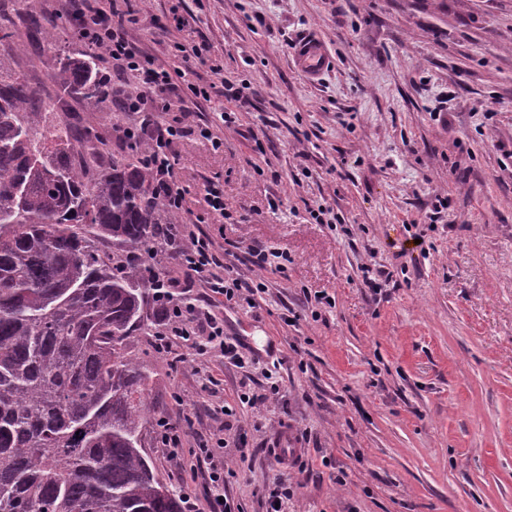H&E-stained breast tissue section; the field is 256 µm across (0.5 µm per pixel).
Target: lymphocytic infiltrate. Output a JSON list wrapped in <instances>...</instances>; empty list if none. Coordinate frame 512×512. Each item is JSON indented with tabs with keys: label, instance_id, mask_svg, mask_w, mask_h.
I'll use <instances>...</instances> for the list:
<instances>
[{
	"label": "lymphocytic infiltrate",
	"instance_id": "obj_1",
	"mask_svg": "<svg viewBox=\"0 0 512 512\" xmlns=\"http://www.w3.org/2000/svg\"><path fill=\"white\" fill-rule=\"evenodd\" d=\"M66 14L78 21L77 36L108 55L112 68L105 79L119 111L135 116L134 124L125 127L124 134L132 138L146 134L152 147L146 162L157 175V185L164 205L177 212L185 211V194L171 179L176 155L173 146L191 135L220 150L223 139L207 124L188 125L186 98L209 100L208 87L188 84L180 87L173 73L155 58L134 47L130 29L140 21L128 0H63ZM138 75L135 91L125 89L129 76ZM159 247L176 248L184 271L193 278L198 289L196 297L187 299L176 292L172 280H159L152 299L161 318V328L154 334L159 352L173 348L194 350L207 356L217 352L225 362L242 367L237 346L224 334V319L215 314L214 302L234 303L257 308L259 297L268 286L255 280V273L265 271L268 255L263 245L249 247L241 265L227 263L232 247L220 244L205 231H194L185 224H166L157 239Z\"/></svg>",
	"mask_w": 512,
	"mask_h": 512
}]
</instances>
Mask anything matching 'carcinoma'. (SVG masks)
Masks as SVG:
<instances>
[{
    "label": "carcinoma",
    "instance_id": "carcinoma-1",
    "mask_svg": "<svg viewBox=\"0 0 512 512\" xmlns=\"http://www.w3.org/2000/svg\"><path fill=\"white\" fill-rule=\"evenodd\" d=\"M26 21L32 40L53 43L54 27ZM14 37L0 24V58ZM52 79L91 110L108 100L90 48ZM65 109L0 64V512H182L144 452L155 408L127 351L155 283L97 248L148 250L157 225L181 217L157 198L147 143L105 162L87 128L34 131Z\"/></svg>",
    "mask_w": 512,
    "mask_h": 512
}]
</instances>
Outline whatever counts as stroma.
<instances>
[{
    "label": "stroma",
    "mask_w": 512,
    "mask_h": 512,
    "mask_svg": "<svg viewBox=\"0 0 512 512\" xmlns=\"http://www.w3.org/2000/svg\"><path fill=\"white\" fill-rule=\"evenodd\" d=\"M133 44L193 83L212 86L190 123H237L212 152L175 148L184 223L240 248L288 253L268 270L260 308L224 311L243 368L193 352L162 354L151 330L129 352L173 427L181 462L158 426L144 447L161 481L202 512L208 462L194 448L223 436L224 492L242 512H266L281 480L297 512H512V0H136ZM194 15L178 30L176 15ZM53 47L8 57L45 94L60 56L84 49L75 21ZM316 37L329 65L315 79L293 45ZM207 43L206 62L175 43ZM245 97L224 95V82ZM77 120L120 152L119 113L79 100ZM224 187L229 219L207 208ZM330 208L333 223L311 212ZM422 238L423 249L405 242ZM380 264V292L363 283ZM334 307L307 308L305 293ZM279 392L264 405L241 393ZM235 416H225L224 407Z\"/></svg>",
    "instance_id": "obj_1"
}]
</instances>
